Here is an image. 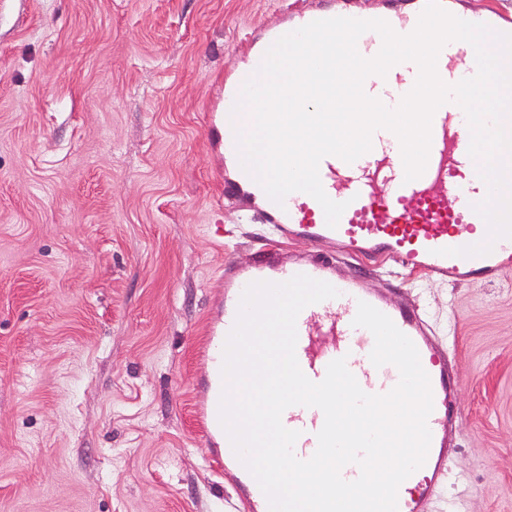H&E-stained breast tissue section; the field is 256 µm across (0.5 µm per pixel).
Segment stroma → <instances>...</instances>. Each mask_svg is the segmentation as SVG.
Wrapping results in <instances>:
<instances>
[{"mask_svg": "<svg viewBox=\"0 0 512 512\" xmlns=\"http://www.w3.org/2000/svg\"><path fill=\"white\" fill-rule=\"evenodd\" d=\"M326 0H0V512H247L195 413L224 268L277 244L209 135L250 36ZM353 268L424 314L463 416L425 512H512V270Z\"/></svg>", "mask_w": 512, "mask_h": 512, "instance_id": "obj_1", "label": "stroma"}]
</instances>
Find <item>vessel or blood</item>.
<instances>
[{"mask_svg": "<svg viewBox=\"0 0 512 512\" xmlns=\"http://www.w3.org/2000/svg\"><path fill=\"white\" fill-rule=\"evenodd\" d=\"M426 0L401 13L393 9L379 12L378 17L394 32L408 35L418 26ZM452 16L512 34V20L493 10L480 13L452 9ZM330 10L318 9L286 21L281 30L266 33L250 45L255 59H262L267 49L281 34L290 33L311 22L333 18ZM462 50L461 42L445 43L436 61V73L446 85L459 83L463 75L455 66ZM418 75L396 64L385 75L367 78L371 87L388 88L396 99H403L414 87ZM243 76H227L224 81V111L215 113V138L224 148L230 175L224 178L225 193L242 199L245 217H259L271 225L275 234L290 241H306L312 254L301 259L281 249H271L253 263L224 269V320L210 327L200 347V355L208 363L205 376L195 386L202 396L198 423L207 442L216 447L219 463L234 470L248 494L249 512H269L267 500L256 480L236 458L231 443L218 420L222 390L221 366L223 348L238 311L241 294L255 281L285 282L305 274L335 287L338 297L306 306L296 320V358L302 372L312 381H322L328 365L345 359L349 371L360 388L377 384L396 386L398 369L391 364L371 367L373 334L354 326L359 302H366L388 316L396 327L415 345L420 363L430 380L433 409L427 423L431 442L424 464L417 469L421 482L417 494L399 488L397 512H423L435 480L445 470L444 450L448 432L459 425L461 414L454 406L459 379L448 370L446 354L429 341L427 322L419 308L400 303L365 287L352 270L354 260L374 264L394 263L403 270L421 272L443 282L491 283L503 271L512 268V239L498 240L490 254L473 258L453 256L454 248L468 245L459 226L480 223L473 209L487 194L486 183L478 176L468 150L469 127L464 110L455 101L439 106L431 119L430 147L424 172L415 180L405 178L401 142L394 133L377 137L367 156L346 162L328 155L319 163V177L326 195L344 204L336 227L326 224L319 202L303 192L289 194L283 205H276L240 167L234 139L224 134L230 124L228 115ZM327 321L338 338L330 350L313 355L314 322ZM288 427L299 437L294 445L298 459H310L318 446L317 434L324 424V414L316 407L296 406L288 415Z\"/></svg>", "mask_w": 512, "mask_h": 512, "instance_id": "vessel-or-blood-1", "label": "vessel or blood"}]
</instances>
